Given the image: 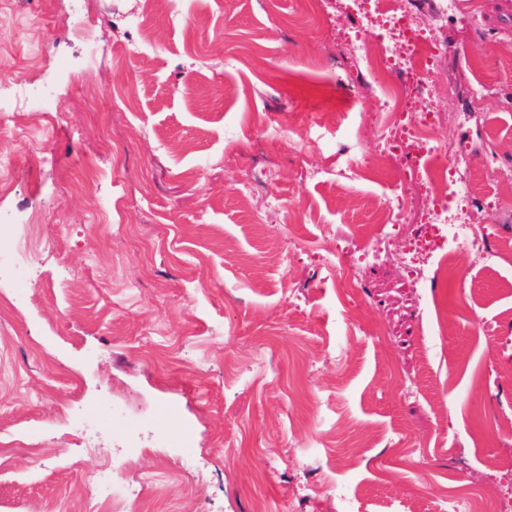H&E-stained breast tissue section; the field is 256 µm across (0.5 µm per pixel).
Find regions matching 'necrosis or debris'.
<instances>
[{
  "instance_id": "1",
  "label": "necrosis or debris",
  "mask_w": 512,
  "mask_h": 512,
  "mask_svg": "<svg viewBox=\"0 0 512 512\" xmlns=\"http://www.w3.org/2000/svg\"><path fill=\"white\" fill-rule=\"evenodd\" d=\"M412 0H349L345 22L355 34L376 29L374 43L357 44L362 71L357 81L381 89L390 118L382 150L403 160L408 180L419 181L432 195V204L412 226L405 261L419 279L445 278L455 272L459 244L470 243L477 262L494 267L498 251L480 244L466 222L461 205L479 199L478 189L463 167L455 145H434L429 131L441 117L438 105L423 116L409 117L402 105L407 90L425 93L432 60L426 36L418 29Z\"/></svg>"
}]
</instances>
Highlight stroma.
<instances>
[{
  "mask_svg": "<svg viewBox=\"0 0 512 512\" xmlns=\"http://www.w3.org/2000/svg\"><path fill=\"white\" fill-rule=\"evenodd\" d=\"M476 2L467 21L416 0L434 59L406 108L454 100L432 139L466 147L487 201L466 219L500 247L492 269L461 247L447 285L402 261L430 199L379 148L383 94L358 86L327 118L347 90L336 0L307 18L300 0L0 8V147L19 163L0 251L28 212L58 215L26 307L0 311V512H112L86 492L104 469L140 489L126 512H341L332 483L355 512H448L455 485L504 487L487 459L512 457V152L486 137L512 141V0ZM45 66L68 106L15 139L12 90ZM103 402L120 417L63 418Z\"/></svg>",
  "mask_w": 512,
  "mask_h": 512,
  "instance_id": "obj_1",
  "label": "stroma"
}]
</instances>
